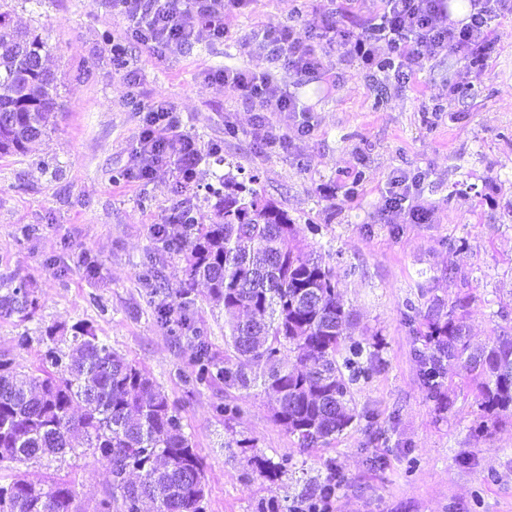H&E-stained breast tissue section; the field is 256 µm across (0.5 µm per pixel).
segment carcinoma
<instances>
[{
  "instance_id": "cac0c4a2",
  "label": "carcinoma",
  "mask_w": 512,
  "mask_h": 512,
  "mask_svg": "<svg viewBox=\"0 0 512 512\" xmlns=\"http://www.w3.org/2000/svg\"><path fill=\"white\" fill-rule=\"evenodd\" d=\"M48 43L11 25L0 11V156L22 152L45 129L57 105L53 76L43 67ZM248 181L224 179L215 188L217 220L199 222L183 210V233L168 250L183 257L190 284L202 282L212 307L224 313V361L215 359L207 330L173 305L155 308L157 325L179 338L191 333L193 388L214 381L227 390L260 388L276 397L274 422L301 448L325 446L361 414L354 385L374 371L372 352L348 335L334 270L308 251L288 213L265 200ZM462 301L438 299L424 328L415 329L419 378L429 400L449 403L448 367L459 366L476 391L482 416L512 417V334L471 347ZM36 309L32 284L0 278V316L26 321ZM67 349L53 327L38 366L20 368L0 355V472L13 463L46 462L39 481L0 475V512H203L205 473L183 430L177 408L148 372L112 350L84 324L72 326ZM110 467L102 494L81 493L64 467L68 459ZM246 483L281 479L284 456L248 458ZM345 476L330 463L310 497H336Z\"/></svg>"
}]
</instances>
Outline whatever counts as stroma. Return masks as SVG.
<instances>
[{
  "instance_id": "1",
  "label": "stroma",
  "mask_w": 512,
  "mask_h": 512,
  "mask_svg": "<svg viewBox=\"0 0 512 512\" xmlns=\"http://www.w3.org/2000/svg\"><path fill=\"white\" fill-rule=\"evenodd\" d=\"M340 0H250L224 20L226 34L155 55L128 38L111 0H0L14 27L40 34L43 59L57 84L58 109L45 135L26 151L0 158V277L32 282L37 310L27 321L0 317V354L38 365L45 327L71 337L87 323L113 350L145 367L180 410L184 431L204 463L205 512H254L259 500L297 498L335 462L347 483L334 512H512V424L480 421L474 392L451 368L447 409L422 388L407 303L427 314L433 298L468 295L472 347L512 328V15L491 24L495 48L460 100L448 97L455 57L424 62L408 79L384 80L333 49L321 57L324 79L279 69V82L308 110L307 129L286 112L273 120L289 135L271 149L252 132L260 112L237 89L205 80L223 66L263 70L255 48L271 23L304 30L335 16ZM126 48L124 63L113 42ZM166 98L204 152L197 182L181 187L171 173L131 180L141 109ZM219 154H210L211 145ZM422 174L420 224L383 213L391 177ZM258 175L257 189L287 211L314 254L336 272L354 338L374 348L375 370L355 402L374 425L354 422L329 447L305 450L272 420L273 399L193 388L192 345L153 321L156 307L185 304L204 325L216 357L224 355V318L203 284L184 287L185 263L151 231L173 209L214 214L208 187L224 177ZM156 277H147L148 268ZM28 331L27 348H16ZM246 413L228 423L217 404ZM256 438L266 456L291 458L282 481L243 482L247 460L224 442ZM386 453L384 469L368 458Z\"/></svg>"
}]
</instances>
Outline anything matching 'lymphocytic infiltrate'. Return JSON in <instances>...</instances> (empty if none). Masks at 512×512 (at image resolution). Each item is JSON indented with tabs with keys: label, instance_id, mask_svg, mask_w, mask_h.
I'll list each match as a JSON object with an SVG mask.
<instances>
[{
	"label": "lymphocytic infiltrate",
	"instance_id": "lymphocytic-infiltrate-1",
	"mask_svg": "<svg viewBox=\"0 0 512 512\" xmlns=\"http://www.w3.org/2000/svg\"><path fill=\"white\" fill-rule=\"evenodd\" d=\"M376 9L362 36L352 39L330 25L317 35L292 27H268L258 43L269 67L262 71L224 68L206 71V80L230 85L241 91L264 112H295L298 103L286 95L272 71L274 65L293 72L320 76L321 57L311 45L318 38L325 45H337L367 68L390 69L396 80L414 73L427 60L454 53L460 68L448 83L449 96L468 94L471 74L482 71L490 57L488 29L492 21L512 14V0H469L465 23L455 24L448 16V0H375ZM245 0H112L119 14L137 26L140 39L152 47L180 46L203 39H219L225 33L226 15L241 9ZM388 56H381V49ZM135 179L147 180L159 170H170L178 184L195 183L202 151L195 137L184 130L173 105L157 98L146 107L136 139ZM419 178L393 177L386 191L389 213L406 214L409 220L423 221L425 211L418 203Z\"/></svg>",
	"mask_w": 512,
	"mask_h": 512
}]
</instances>
